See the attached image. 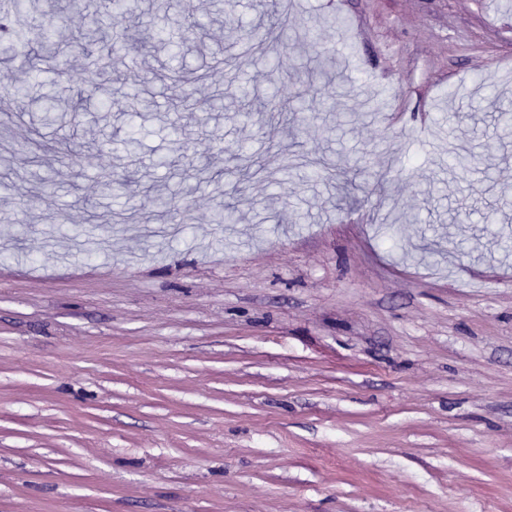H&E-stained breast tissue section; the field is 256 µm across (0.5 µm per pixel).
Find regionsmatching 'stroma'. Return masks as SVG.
I'll list each match as a JSON object with an SVG mask.
<instances>
[{"instance_id":"1","label":"stroma","mask_w":512,"mask_h":512,"mask_svg":"<svg viewBox=\"0 0 512 512\" xmlns=\"http://www.w3.org/2000/svg\"><path fill=\"white\" fill-rule=\"evenodd\" d=\"M130 5L182 46L137 44L83 112L41 126L13 101L25 68L0 79V512H512V137L490 97L512 101V0H288L292 41L247 51L280 21L267 0H195L192 30ZM97 6L54 12L68 79L35 94L84 90L70 39ZM177 69L208 73L195 110L159 80ZM295 85L336 108L301 120ZM273 93L283 122L239 120ZM452 148L480 170L449 172ZM311 152L314 180L288 166ZM237 154L263 171L216 224ZM428 179L444 193L413 212ZM158 194L185 219L166 234ZM111 209L129 223H94Z\"/></svg>"}]
</instances>
